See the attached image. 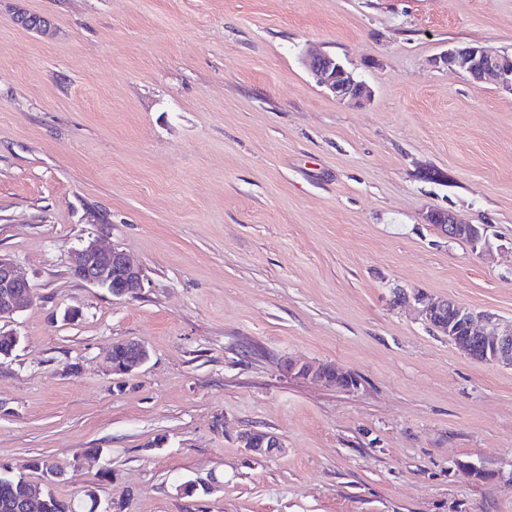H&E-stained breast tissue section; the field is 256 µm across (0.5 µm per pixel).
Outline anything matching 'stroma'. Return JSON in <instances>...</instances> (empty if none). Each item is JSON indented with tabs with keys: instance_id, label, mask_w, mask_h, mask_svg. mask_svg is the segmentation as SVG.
<instances>
[{
	"instance_id": "35a3bbf8",
	"label": "stroma",
	"mask_w": 512,
	"mask_h": 512,
	"mask_svg": "<svg viewBox=\"0 0 512 512\" xmlns=\"http://www.w3.org/2000/svg\"><path fill=\"white\" fill-rule=\"evenodd\" d=\"M469 43L512 53V0H0V254L33 288L0 321V464L49 459L101 512H512V368L395 300L512 320V93L434 63ZM92 239L143 266L137 297L72 277ZM131 338L150 359L113 374ZM305 66L316 82L328 89L339 101H360L369 96V89L357 80L352 71L337 58L325 53L305 58ZM427 223L433 224L434 227L443 235L452 239H460L464 237L470 238L472 248L477 251L483 249L485 244L484 231L474 228L472 224H462L447 211H433L427 215ZM288 373L301 378H312L319 380L324 383H329L334 375L346 386V389H350L356 385V380L348 372L340 370L338 367L329 365H308L300 364L292 360H288L284 364ZM240 441L244 448L256 456H272L282 449V444L276 436L261 430L241 433Z\"/></svg>"
}]
</instances>
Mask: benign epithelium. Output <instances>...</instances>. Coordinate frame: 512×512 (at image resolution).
I'll use <instances>...</instances> for the list:
<instances>
[{
	"mask_svg": "<svg viewBox=\"0 0 512 512\" xmlns=\"http://www.w3.org/2000/svg\"><path fill=\"white\" fill-rule=\"evenodd\" d=\"M438 64L454 68L475 82H489L512 92V56L490 54L479 45L455 47L435 59ZM305 66L316 82L328 89L339 101L357 102L369 96V89L357 80L353 72L337 58L325 53L305 58ZM427 223L443 235L460 239L470 238L473 249H483L485 235L472 224H462L446 211H433ZM71 268L78 271L80 280L92 287L104 289L115 298L132 297L143 287L145 272L123 250L106 248L91 240L77 250ZM31 296V285L18 271L11 259L0 255V321L21 311ZM401 301L414 300L422 306V315L430 328L449 340L470 358L479 356L483 349H494L490 362L512 367V321H505L490 311H476L451 298L432 299L416 292L412 295L398 292ZM465 330L466 340L456 339L458 329ZM117 352L110 354L112 373L130 374L149 360L146 345L129 339L113 345ZM288 373L301 378H312L327 383L336 377L346 388L356 385L354 377L329 365L285 362ZM240 441L251 454L272 456L282 449L276 436L261 430L241 433ZM22 512H44L46 500L40 486L31 482L21 491L17 500Z\"/></svg>",
	"mask_w": 512,
	"mask_h": 512,
	"instance_id": "7a95c632",
	"label": "benign epithelium"
}]
</instances>
